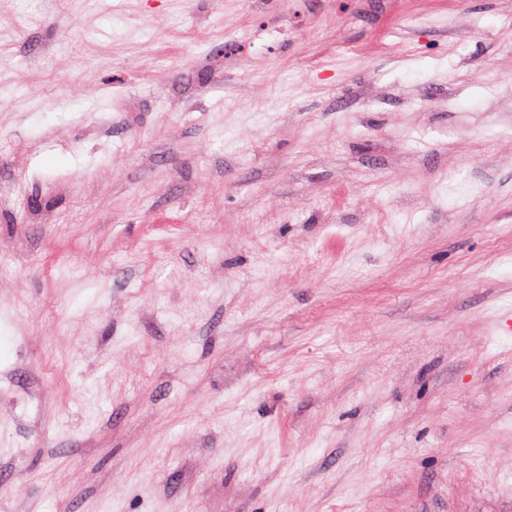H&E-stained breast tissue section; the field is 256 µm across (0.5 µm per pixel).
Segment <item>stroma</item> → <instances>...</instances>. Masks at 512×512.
Masks as SVG:
<instances>
[{
    "instance_id": "obj_1",
    "label": "stroma",
    "mask_w": 512,
    "mask_h": 512,
    "mask_svg": "<svg viewBox=\"0 0 512 512\" xmlns=\"http://www.w3.org/2000/svg\"><path fill=\"white\" fill-rule=\"evenodd\" d=\"M512 0H0V512H512Z\"/></svg>"
}]
</instances>
